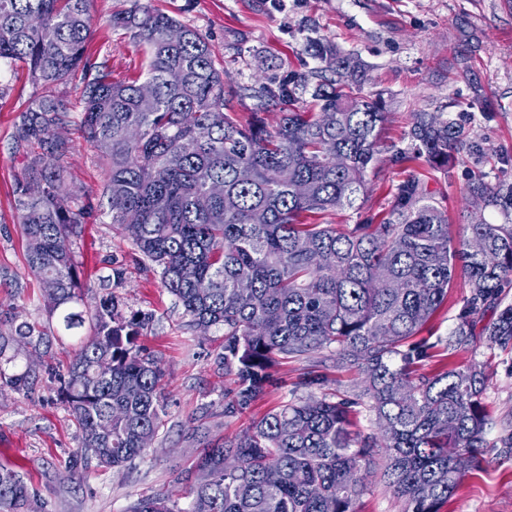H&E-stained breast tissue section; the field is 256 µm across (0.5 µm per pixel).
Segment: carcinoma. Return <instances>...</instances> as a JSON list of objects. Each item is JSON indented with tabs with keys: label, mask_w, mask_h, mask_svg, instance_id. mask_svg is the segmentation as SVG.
Wrapping results in <instances>:
<instances>
[{
	"label": "carcinoma",
	"mask_w": 512,
	"mask_h": 512,
	"mask_svg": "<svg viewBox=\"0 0 512 512\" xmlns=\"http://www.w3.org/2000/svg\"><path fill=\"white\" fill-rule=\"evenodd\" d=\"M91 0H0V61L21 62L32 82L50 89L80 87L75 114L51 95L36 98L19 117L13 142L26 161L13 195L28 269L38 278L48 319L74 331L90 323L58 392L81 438L66 463L71 472L94 462L122 468L146 452L166 427L164 372L137 345L152 316L127 312L111 295L90 309L79 292L74 252L81 213L60 166L64 142L55 131L77 126L109 164L107 203L125 207L112 223L160 270L164 288L189 317V328L224 330L215 362L233 377L224 406L244 413L271 383L268 365L326 351L362 374L341 396L310 392L291 397L230 442L197 457L191 501L183 508L158 493L128 502L124 512H357L367 467L383 459V479L404 501V512H440L468 471L461 454L481 467L492 429L477 365L416 373L434 345L416 339L448 301L462 277L470 296L446 349L465 351L480 335L487 345L512 346V224L478 219L453 237L448 215L421 181L408 175L378 224L306 222L353 207L380 152L386 119L381 97L361 94L364 64L327 40H309L319 66L278 83L241 88L242 98L284 105L272 130L253 112L226 111L224 71L215 66L205 35L141 0L112 15V28L129 34L147 55L145 81L115 82L104 63L85 59L93 33ZM182 29L177 43L167 39ZM413 151L394 163L424 159L446 171L454 157H481L457 123L416 112L408 131ZM467 199L512 210V183L470 179ZM472 238L485 257L469 251ZM497 319L477 327L488 307ZM24 341L41 359L52 337L16 312L0 308V361H14ZM36 373L8 374L0 385L22 391ZM368 399L378 432L351 430L354 407ZM0 512H43L38 492L18 472L0 468Z\"/></svg>",
	"instance_id": "carcinoma-1"
}]
</instances>
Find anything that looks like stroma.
<instances>
[{"label": "stroma", "mask_w": 512, "mask_h": 512, "mask_svg": "<svg viewBox=\"0 0 512 512\" xmlns=\"http://www.w3.org/2000/svg\"><path fill=\"white\" fill-rule=\"evenodd\" d=\"M151 7L173 16L209 39L215 64L224 71L232 111L246 116L260 111L275 124L277 107L256 109L253 100L237 98L240 87L255 84L266 70L278 77L312 67L304 51L306 38L326 39L353 53L366 65L362 93L381 95L387 105L382 137L401 150L413 113L432 112L462 125L466 138L488 153L484 164L457 155L449 171L422 162L396 164L379 155L367 174V190L358 208L330 212L335 225L380 223L397 185L415 174L427 192L448 211L452 229L475 212L465 200L468 179L481 171L490 183H512V0H149ZM129 0H93L96 32L87 46L91 61L107 60L112 78L128 81L144 74L146 57L125 31L112 29L113 12ZM25 68L0 63V304L17 307L30 320H45L42 290L25 262V243L17 219L13 186L23 172V159L12 150L15 124L22 111L41 96ZM62 159L74 210L84 214L82 232L74 239L80 290L87 303L115 295L126 311L150 312L154 322L138 343L157 357L165 372L164 405L168 431L147 454L116 470L91 466L72 474L66 460L80 448V436L69 419L46 369L65 370L78 338L53 328L55 340L45 369L32 389L0 390V465L23 474L36 488L44 512H124L130 499L168 492L187 504L185 476L206 442L234 439L262 416L288 400L305 373L323 375L333 391L360 382L356 368L336 364L327 352L282 361L272 373L275 382L251 413H225L224 395L230 377L214 358L224 333L211 329L202 336L186 325L183 308L161 283L157 269L143 259L132 242L112 223L104 189L108 168L96 148L78 131H64ZM124 270L115 278L113 267ZM469 295L464 280L448 292V302L422 327L432 342L431 358L420 372L443 365H484L488 376L483 403L497 427L512 430V349L503 351L475 340L466 351L448 354L439 343L457 323ZM492 446L480 470L470 473L440 512H512V449ZM359 512H401L402 503L385 486L382 463L374 461Z\"/></svg>", "instance_id": "stroma-1"}]
</instances>
